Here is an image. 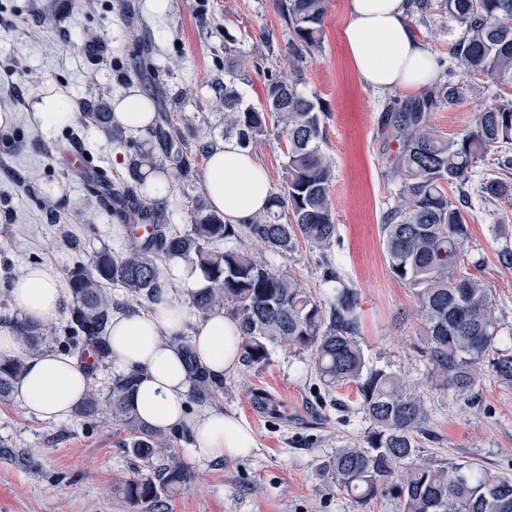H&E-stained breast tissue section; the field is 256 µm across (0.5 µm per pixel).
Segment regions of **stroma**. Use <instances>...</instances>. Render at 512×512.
Wrapping results in <instances>:
<instances>
[{
    "label": "stroma",
    "mask_w": 512,
    "mask_h": 512,
    "mask_svg": "<svg viewBox=\"0 0 512 512\" xmlns=\"http://www.w3.org/2000/svg\"><path fill=\"white\" fill-rule=\"evenodd\" d=\"M348 18V0H330L322 40L308 52L303 78L305 92L323 111L321 150L336 173L331 258L359 296L358 341L368 365L394 372L423 400L429 435L419 462L438 468L475 462L512 475V381L484 373L468 401L438 387L422 354L417 299L389 270L380 224L397 185L382 163L379 118L408 97L361 81L346 43ZM92 41L105 45L103 61L87 55ZM287 57L288 25L277 0H169L161 18L147 11L146 0H0V108L14 114L10 130L0 132V327L20 318L8 287L28 265L64 275L100 250L122 248L111 207L77 180L66 162L68 149L85 152L115 185L128 181L129 159L141 143L174 167L165 143L146 133L126 131L128 147L113 142L97 115L111 111L119 90L147 95L186 144L192 172L172 182L157 204L165 223L184 232L193 207L207 200V150L224 138L215 96L225 60L233 62L244 104L256 106L264 100L268 71L283 69ZM50 87L73 118L47 140L33 106ZM487 99L486 90L476 89L457 108L433 113L431 122L445 136H458ZM86 104L94 116L83 117ZM51 184L65 193L49 207ZM466 251L491 292L498 347L511 354L512 268L502 257L512 252V200L476 204ZM320 264L318 250L304 242L278 262L319 298L326 293ZM264 394L300 405L303 417H263L256 403ZM203 404L242 419L257 446L202 465L185 433L171 431V449L188 476L165 494L163 512H401L389 497L361 506L323 475L321 463L336 449L360 444L370 422L359 409L356 384L325 385L308 353L274 347L266 365H240L225 375L216 398L191 400L190 413ZM125 440L106 412L45 420L16 395L0 399V512H138L119 492L139 466Z\"/></svg>",
    "instance_id": "stroma-1"
}]
</instances>
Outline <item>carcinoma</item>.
<instances>
[{"mask_svg":"<svg viewBox=\"0 0 512 512\" xmlns=\"http://www.w3.org/2000/svg\"><path fill=\"white\" fill-rule=\"evenodd\" d=\"M288 24L289 72L267 75L265 101L242 107L233 86L224 85L217 98L224 107L226 132L243 148L253 149L274 128L286 141L283 181L272 193L266 211L249 224H228L224 215L202 204L192 212L189 231L178 233L160 225L157 241H144L130 228L119 253L101 250L92 264L77 265L67 274L71 306L67 320L69 345L91 343L96 362L110 356L104 341L112 318L110 284L123 290L126 308H151L165 287L160 263L178 256L200 268L209 285L191 297L196 310L207 315L222 310L239 321L240 359L262 366L271 348L287 344L311 353L326 384L356 382L360 407L372 428L363 443L336 449L323 465L341 492L362 506L376 497L401 502L402 512H512V477L492 473L474 463L433 468L408 463L419 451L425 434L426 409L420 396L392 372L369 367L357 341L358 297L342 270L329 260L322 281L328 299L311 292L266 262L254 260L229 242L248 239L274 256L294 251L299 240L327 250L336 242L331 190L336 175L321 151L322 110L301 89L300 62L323 32L329 0H278ZM412 12L421 22L447 18L463 29L449 48V71L460 80L436 83L418 99L382 113L379 133L382 158L397 182L395 203L382 215L381 234L390 272L412 289L424 323V350L440 385L459 394L474 390L483 365L497 352V320L488 289L480 277L467 272L468 240L475 168L487 169L474 190L492 202L512 195V186L494 175L512 169V0H413ZM473 79L494 87L490 101L472 114L467 129L446 137L430 122L431 113L460 105ZM156 133L168 142V152L180 158L178 173L190 164L186 144L164 128ZM398 144L391 151L390 143ZM164 163L148 151L137 152L129 175L141 182L142 170L160 171ZM22 341L36 347L47 332L43 325L17 322ZM498 377L512 379V355L490 360ZM23 369L18 359H0V398L8 396ZM198 399L213 398L224 381L192 369ZM136 377L112 378V394L101 403L93 389L78 409L83 418L106 407L127 434V447L151 469L146 477L125 482L124 498L147 512L159 508L162 496L184 481L186 470L173 455L164 454L168 439L143 425L129 403Z\"/></svg>","mask_w":512,"mask_h":512,"instance_id":"carcinoma-1","label":"carcinoma"}]
</instances>
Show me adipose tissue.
Segmentation results:
<instances>
[{
  "mask_svg": "<svg viewBox=\"0 0 512 512\" xmlns=\"http://www.w3.org/2000/svg\"><path fill=\"white\" fill-rule=\"evenodd\" d=\"M410 6V0H348L345 36L353 65L376 90L414 93L437 75L433 55L409 23ZM113 107L123 126L143 130L152 122V105L138 90L116 96ZM204 189L211 208L230 224L250 223L271 197L266 169L233 138L209 147ZM9 294L20 316L32 323L53 320L69 303L62 277L43 265L26 267L11 282ZM183 330L182 310L165 291L150 310L113 315L106 341L113 368L138 377L130 396L133 409L154 429L185 432L198 461L248 453L256 446L255 435L235 415L208 407L192 418L186 414L190 370L184 347H191L197 364L211 377L223 379L238 364L237 322L219 311L199 321L189 340H181ZM90 381L77 357L44 352L25 358L16 390L24 407L39 417L62 419L82 402Z\"/></svg>",
  "mask_w": 512,
  "mask_h": 512,
  "instance_id": "obj_1",
  "label": "adipose tissue"
}]
</instances>
